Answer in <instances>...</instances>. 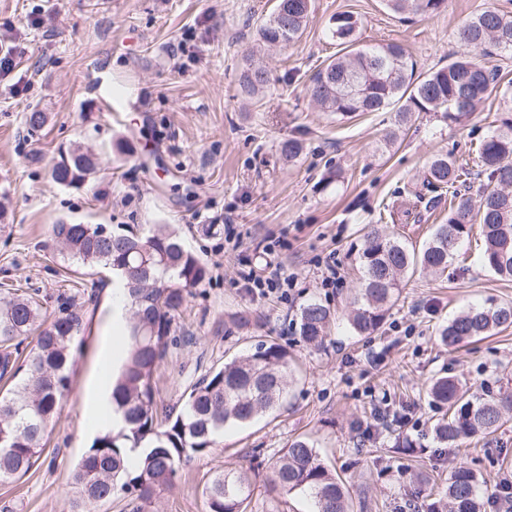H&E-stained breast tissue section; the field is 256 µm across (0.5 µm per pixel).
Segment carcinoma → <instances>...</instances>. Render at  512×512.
<instances>
[{
    "label": "carcinoma",
    "instance_id": "carcinoma-1",
    "mask_svg": "<svg viewBox=\"0 0 512 512\" xmlns=\"http://www.w3.org/2000/svg\"><path fill=\"white\" fill-rule=\"evenodd\" d=\"M396 14H431L444 0H383ZM311 0H275L258 29L268 47L294 43L303 33ZM358 19L341 12L331 19L329 33L341 49L313 76L310 95L325 112L351 119L363 112H396L402 123L414 112L436 113L454 124L465 122L476 110L498 74L472 56H512V13L482 12L457 32L463 52L448 63L414 77L406 50L393 43L357 45ZM269 81L266 71L247 65L240 77L241 91L253 94ZM485 190L479 201L461 193L471 170L448 154L435 155L425 180L448 191V219L435 228L419 251L405 242L373 230L359 253L363 276L359 293L351 298L348 321L358 336L379 329L399 297L407 272L422 267L448 270L457 247L478 224L484 240L482 264L495 274L512 278V117L501 119L478 148ZM98 160L77 147L60 155L50 170L63 186H78L96 173ZM96 224H55L56 245L80 265L103 268L119 277L131 300L133 314L123 364L112 386V406L124 426L98 434L78 461L73 484L88 503L120 497L130 512H143L158 492L170 486L177 473L198 456L216 451L228 425L246 426L282 403L292 376L288 349L274 341H259L254 351L206 372L178 405L158 423L153 375L164 360L175 317L188 289L200 284L207 271L195 255L182 249L173 233L158 225L149 235L108 231L97 235ZM329 307L311 302L298 317L301 339L316 347L328 341ZM81 316L65 297L49 321L31 297L7 291L0 294V379L23 375L15 388L0 394V483L26 475L44 451L43 439L60 400L73 383L74 345ZM512 327V304L471 306L439 332L450 349ZM36 335L34 347L21 356L19 346ZM432 401L448 406L450 416L434 426V439L449 448L462 438L496 432L512 413V392L464 400L453 376L436 378ZM141 449L132 459L129 452ZM254 466L215 473L203 489L207 512H248L256 487ZM265 493L281 497L296 491L307 494L313 512H350L343 481L320 459L314 443L294 438L270 464L263 480ZM493 493L480 494L472 470L459 467L447 479L443 494L427 504L426 512H487Z\"/></svg>",
    "mask_w": 512,
    "mask_h": 512
}]
</instances>
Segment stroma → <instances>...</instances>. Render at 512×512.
<instances>
[{
  "label": "stroma",
  "mask_w": 512,
  "mask_h": 512,
  "mask_svg": "<svg viewBox=\"0 0 512 512\" xmlns=\"http://www.w3.org/2000/svg\"><path fill=\"white\" fill-rule=\"evenodd\" d=\"M274 0H0V42L22 50L8 82H0V292L37 297L53 316L58 296L73 298L83 319L71 390L44 437L38 468L0 485V512H126L125 502L82 504L71 483L88 450L98 369L112 344V292L117 278L85 268L50 247L53 224L67 221L130 227L149 233L168 225L208 274L190 288L176 316L167 356L154 375L159 413L177 404L210 368L253 350L258 340L286 346L295 382L288 401L245 427L229 426L216 452L197 458L146 512H206L204 486L218 471L248 464L253 450L272 459L290 439L311 438L343 480L356 512H402L411 495L440 494L459 466L488 488L512 478V419L493 436L441 448L433 428L445 408L432 402L433 378L456 376L466 396L512 392V328L450 349L438 330L472 305L512 303V280L486 270L481 240L471 232L447 276L408 274L400 299L379 331L357 336L347 319L360 286L358 252L370 228L422 248L448 216L447 195L428 186L430 159L448 153L477 167L479 142L512 111L492 93L464 123L393 113L351 119L320 111L308 88L337 52L330 19L348 11L361 21V43L401 44L417 72L459 51L456 33L472 16L512 0H445L427 15L403 19L381 0H313L298 41L263 45L259 24ZM265 69L267 89L245 96V64ZM46 113L30 131L28 112ZM294 139L293 161L280 153ZM125 141L130 150L118 152ZM82 144L100 161L78 188L49 174L60 152ZM393 217H386V207ZM232 218L241 247L224 241ZM271 244L288 298L249 295L242 264L264 263ZM343 265L337 287L321 285V263ZM319 300L335 315L322 349L301 342L295 320ZM243 310L250 326L236 328Z\"/></svg>",
  "instance_id": "obj_1"
}]
</instances>
